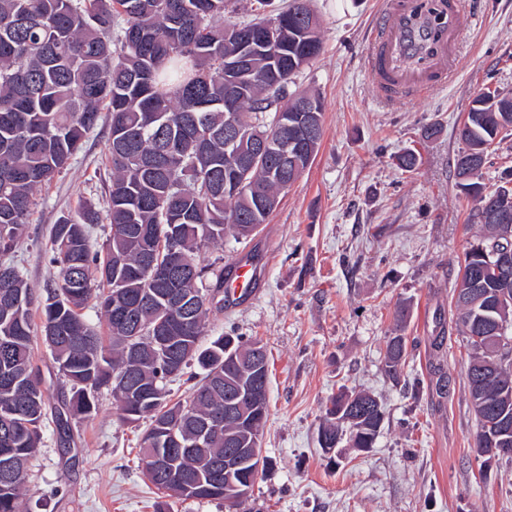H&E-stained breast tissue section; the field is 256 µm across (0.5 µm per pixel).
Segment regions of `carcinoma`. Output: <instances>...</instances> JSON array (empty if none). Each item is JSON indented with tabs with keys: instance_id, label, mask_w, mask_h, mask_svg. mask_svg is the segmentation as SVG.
<instances>
[{
	"instance_id": "obj_1",
	"label": "carcinoma",
	"mask_w": 512,
	"mask_h": 512,
	"mask_svg": "<svg viewBox=\"0 0 512 512\" xmlns=\"http://www.w3.org/2000/svg\"><path fill=\"white\" fill-rule=\"evenodd\" d=\"M227 0H0V512H19L28 462L48 419L46 394L34 374L32 312L59 370L70 384L65 415L89 417L98 395L112 390L122 419L150 420L140 440L145 477L164 494L166 478L150 470L169 454L194 499L224 500V486L207 481L229 448H259L268 418L267 355L256 341L201 336L224 268L200 262L209 246L231 236L246 241L267 223L283 189L315 160L324 135L321 97L290 89L300 69L322 50L320 24L304 0H290L275 17L245 25L224 22ZM417 6L404 15L418 33L401 64L433 55L430 22ZM237 92L224 111L228 87ZM311 99L316 132L298 135L299 107ZM110 116L111 171L105 216L87 205L62 216L50 234L57 273L45 302L37 303L21 271L8 260L35 206L34 190L51 183ZM288 113L290 128L273 124ZM241 134L228 141V128ZM512 128V97L479 94L458 125L465 144L455 160L456 186L478 201L483 235L495 238L497 217L512 218V189L485 192L474 156L486 157L502 130ZM253 140L288 142V176L277 156L254 164L239 187L225 188ZM107 221L102 249L91 228ZM471 245L459 261L455 327L470 350L466 367L478 424L476 453L488 464L512 460L508 441L485 420L512 422V286L480 260ZM179 269L154 277L151 262ZM103 310L106 334L81 310L90 300ZM181 368L195 362L202 377L186 403L167 399L170 380L158 357L160 339ZM406 338L392 337L386 368L406 354ZM319 433L321 447L347 440L373 447L383 422L378 401L341 392L330 400Z\"/></svg>"
}]
</instances>
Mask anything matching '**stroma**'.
Returning <instances> with one entry per match:
<instances>
[{"mask_svg": "<svg viewBox=\"0 0 512 512\" xmlns=\"http://www.w3.org/2000/svg\"><path fill=\"white\" fill-rule=\"evenodd\" d=\"M383 0H310L323 49L294 78L324 101V138L309 169L281 195L251 242L207 247L204 262L256 259L261 280L249 301L212 309L206 339L260 340L269 363V416L262 453L273 460L232 512H512V461L482 467L465 376L467 352L453 340L433 352L431 336L453 335L457 259L473 243V201L455 185L463 144L456 127L481 91L512 95V0H466L458 17L463 65L446 86L391 106L367 71L366 42ZM440 134L425 138V127ZM108 124L86 139L68 168L34 193L36 206L14 252L38 300L55 274L52 224L84 204L106 207ZM419 157L415 171L396 161ZM407 306L406 322L397 310ZM407 338L396 375L385 370L389 338ZM34 367L53 407L70 388L41 330ZM440 363L451 391H428ZM368 392L384 421L373 448L319 446L331 397ZM147 421L124 422L110 393L67 434L47 423L28 465L22 512H158L140 463Z\"/></svg>", "mask_w": 512, "mask_h": 512, "instance_id": "obj_1", "label": "stroma"}]
</instances>
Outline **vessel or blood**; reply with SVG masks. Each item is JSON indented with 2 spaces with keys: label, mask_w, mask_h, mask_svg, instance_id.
I'll use <instances>...</instances> for the list:
<instances>
[{
  "label": "vessel or blood",
  "mask_w": 512,
  "mask_h": 512,
  "mask_svg": "<svg viewBox=\"0 0 512 512\" xmlns=\"http://www.w3.org/2000/svg\"><path fill=\"white\" fill-rule=\"evenodd\" d=\"M384 10L390 21L387 25L377 26L371 30L367 59L369 76L385 99H395L404 95L417 97L455 77L460 65L456 24H449L445 33L447 55L439 57L434 62L428 75L421 76L398 68L396 63L400 48L414 42L403 25L404 9L399 8L395 0H387ZM258 286L257 267L249 257L243 256L231 266V272L224 281V296L230 302L247 299L256 293Z\"/></svg>",
  "instance_id": "obj_1"
}]
</instances>
